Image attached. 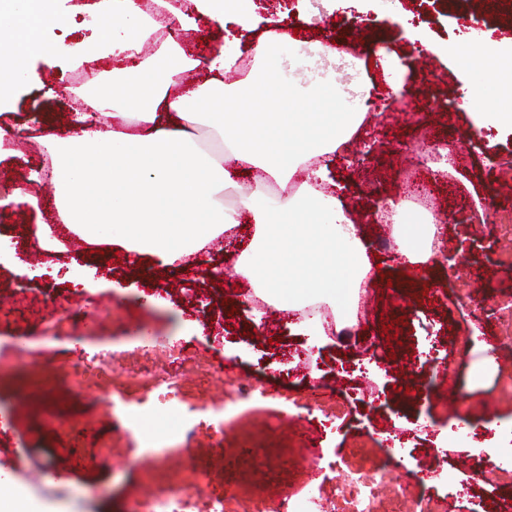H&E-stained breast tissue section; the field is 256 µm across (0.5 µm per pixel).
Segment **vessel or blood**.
<instances>
[{
	"label": "vessel or blood",
	"mask_w": 512,
	"mask_h": 512,
	"mask_svg": "<svg viewBox=\"0 0 512 512\" xmlns=\"http://www.w3.org/2000/svg\"><path fill=\"white\" fill-rule=\"evenodd\" d=\"M81 358L92 362L100 386L106 387L111 410L112 445L129 454L153 462H164V487L184 488L199 485L204 501H187L189 512H247L253 498L242 485L230 484L222 443L226 407L223 402H200L187 384L192 374L211 368L212 362L201 349H171L156 337L146 335L141 324L127 325L123 337L106 335L104 323L88 326L84 332ZM153 354L157 363L179 364L180 376L111 377L112 368L139 354ZM246 413L281 419L288 412L287 391L254 381L245 396ZM170 415L183 416L182 432L167 448L154 447L140 429L143 419L160 420ZM209 417L206 431H199L196 420Z\"/></svg>",
	"instance_id": "b4317fda"
}]
</instances>
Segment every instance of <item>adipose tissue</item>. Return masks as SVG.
Wrapping results in <instances>:
<instances>
[{"mask_svg": "<svg viewBox=\"0 0 512 512\" xmlns=\"http://www.w3.org/2000/svg\"><path fill=\"white\" fill-rule=\"evenodd\" d=\"M103 13L106 26L89 55L127 52L141 61L127 86L87 95L92 110L75 114L72 134L43 136L60 222L92 250L115 248L168 269L191 266L213 240L236 228L239 211H247L253 244L238 271L255 295L289 312L339 302L344 323H355L359 298L375 283L367 245L339 198L297 180L313 164L317 177L328 181L324 159L344 152L372 119L375 85L355 76L353 55L334 43L301 48L317 74L319 95L308 104L299 86L282 76L287 33L264 34L252 49V71L228 89L224 75L236 67L238 54L216 51L202 68L174 37L158 42V26L139 0H104ZM58 19L57 0H0V107L21 82L32 80L30 54H65L64 45L38 35ZM426 49L454 55L468 83L461 106L475 122L512 127V48L486 37L468 49L452 51L433 41ZM492 65L499 78L484 83ZM340 68L351 79L339 88L333 77ZM187 72L195 79L185 91L179 76ZM243 94L249 110L229 111ZM115 116L126 129L113 126ZM252 170L254 187L227 204L236 176ZM293 181L297 190L281 197L279 188ZM394 230L406 265L436 266L439 226L413 224L401 214Z\"/></svg>", "mask_w": 512, "mask_h": 512, "instance_id": "1", "label": "adipose tissue"}]
</instances>
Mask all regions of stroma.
<instances>
[{
  "label": "stroma",
  "mask_w": 512,
  "mask_h": 512,
  "mask_svg": "<svg viewBox=\"0 0 512 512\" xmlns=\"http://www.w3.org/2000/svg\"><path fill=\"white\" fill-rule=\"evenodd\" d=\"M101 0H58L62 24L44 27L42 37L81 54L94 41ZM434 0H252L256 14L282 18L309 42L336 39L363 43L374 40L394 51L401 67L396 75L412 85L419 99L413 114L393 104L383 114V138L370 163L345 171L350 186L342 197L349 216L361 227L370 257L378 258L381 276L370 293L374 301L359 319L356 334L334 337L319 346L292 330L287 312L250 299L251 285L236 270L253 239V226L240 215L241 231L232 246L211 245L215 278L190 270L155 272L142 261L131 276L125 255L99 263L88 259L76 235L59 225L55 188L29 184L31 168L47 158L40 142L46 126L66 129L70 99L80 89L68 57L31 56L34 78L21 83L13 102L0 109V124L18 130L13 153L0 160V241L28 263L21 275L0 264V341H8L0 357V413L11 419L0 448H23L21 462L6 472L48 512H138L137 499L148 489L145 470L132 465L121 448L104 446L110 427L102 420L108 397L91 389L77 392L70 369L75 356L65 353L54 362H40L23 344L57 334L75 336L82 319L101 317L113 335L138 321L165 337L171 347H200L223 358V368L195 375L193 388L202 400L237 398L240 380H259L287 389L288 418L279 423L250 424L227 431L224 448L236 462L230 480L248 486L260 498L283 489L320 501L324 512H342L341 490L346 473H371L373 463L387 464L386 495L375 512H512V479L491 482L482 472L512 471V368L500 363L478 364L466 352L471 327L486 343L512 348L504 333L499 303L512 301V128L488 124L456 152L451 169L431 156L422 164L414 146L439 142L471 127L461 110L460 74L452 59L428 52L433 40L459 48L475 44L486 33L512 45V20H491L479 0L464 9L435 12ZM366 31H358L356 21ZM262 29L228 20L197 21L180 32L188 56L206 54L214 39L235 49L258 40ZM430 187L434 209L452 213L445 227L448 260L423 274L418 288L407 289L395 251L379 248L393 239L394 221L386 212H370L367 199L387 195L403 200L409 194L408 173ZM29 186L37 207L8 202L9 189ZM53 224L66 249L43 254L27 229L36 222ZM57 265L94 269L97 277L126 288L100 304L97 293L53 276ZM166 298L155 306L154 295ZM262 308L261 334H250L253 311ZM398 328L399 342L388 345L383 323ZM450 367L451 377L425 382L430 362ZM42 379L31 383L32 369ZM68 409L98 421L97 433L76 436L69 428L46 427L49 416ZM313 425L322 445L336 451L333 468H322L309 480L302 468L303 432L292 425ZM503 448L489 457L480 448ZM57 462L65 471L61 485L39 487L26 479L43 465Z\"/></svg>",
  "instance_id": "stroma-1"
}]
</instances>
